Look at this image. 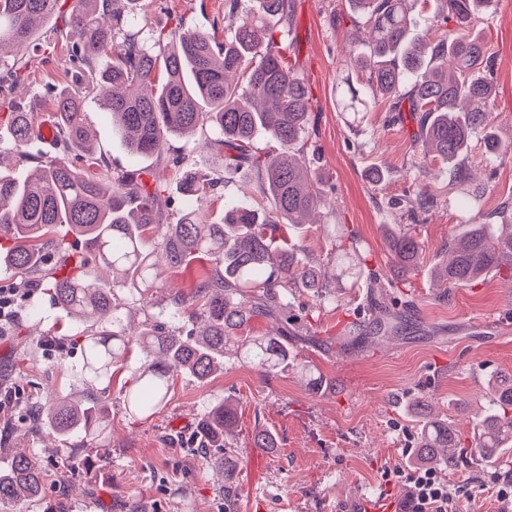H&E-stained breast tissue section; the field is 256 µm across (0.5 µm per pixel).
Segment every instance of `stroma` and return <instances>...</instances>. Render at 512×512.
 <instances>
[{
	"label": "stroma",
	"instance_id": "stroma-1",
	"mask_svg": "<svg viewBox=\"0 0 512 512\" xmlns=\"http://www.w3.org/2000/svg\"><path fill=\"white\" fill-rule=\"evenodd\" d=\"M224 2L134 0L131 16L148 47L154 35L170 30L180 18L221 40L231 35ZM293 3L286 56L313 103L304 150L319 189L331 202L320 223L306 225L300 239L314 265L330 276L337 272L329 258L332 243L354 245L367 275L357 280L336 276L335 301L321 305L311 292H297L296 305L312 310L313 339L289 341L294 365L288 371L266 376L227 353L223 370L206 381L175 378L164 408L145 421L129 417L122 402L125 384L147 361L142 351L132 350L111 379L86 391L76 378L82 362L79 349L62 351L44 343L30 350L25 303L17 301L14 318L0 324V399L10 400L0 409V469L22 448L40 461L48 476L42 499L16 504L14 512H128L133 503L139 512H223L221 481L184 437L199 417L227 397L238 406V423L224 438L236 465L235 512H336L343 498L359 490L404 489V482L388 481L387 474L415 465L419 424L409 411L414 400H428L468 440L474 411L467 401L482 399L489 378L512 377V286L495 272L460 288L444 287L432 277L434 268L448 258L449 239L469 223L473 212L495 214L512 205V150L489 163L482 139L473 138L461 163L473 170L474 181L452 182L449 170L432 165L420 176L434 197L433 206L402 205L421 155L416 122L395 112L386 98L372 100L368 111L356 117L336 105L341 88L358 90L363 85L365 73L353 65L360 18L346 0ZM473 32L495 55L497 110L492 125L506 143L512 141V0H495ZM73 75L64 45L46 50L15 96H0V138L9 135L14 98H32L49 85L64 87ZM84 121L111 170H151L163 177L170 197L166 223H178L193 205L217 222L225 201L264 204L251 172L220 174V158L205 147L214 136L210 126L197 130L194 139L174 137L168 145L170 155L184 156L185 167L224 178L222 190L193 203L179 194L175 171L165 160L126 150L99 97L86 99ZM375 167L385 172L378 183L371 179ZM398 224L423 243L420 263L403 287L410 301L409 327L389 342L354 346L343 328L349 313L367 311L370 274L384 281L394 278L385 230ZM201 269L195 262L185 272L164 270L148 295V309L130 307L131 323L141 324L148 313L168 307L172 290ZM305 365L323 377L322 390L306 388L300 373ZM92 393L105 407L109 437L81 449V465L65 482L53 469L52 439L32 431L26 410L47 397L83 402ZM262 429L275 435L277 448L254 447V434ZM440 472L459 495L460 512H512V506L496 499L499 480L512 477V448L503 449L491 463L470 453L457 468L444 466Z\"/></svg>",
	"mask_w": 512,
	"mask_h": 512
}]
</instances>
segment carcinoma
<instances>
[{
  "label": "carcinoma",
  "mask_w": 512,
  "mask_h": 512,
  "mask_svg": "<svg viewBox=\"0 0 512 512\" xmlns=\"http://www.w3.org/2000/svg\"><path fill=\"white\" fill-rule=\"evenodd\" d=\"M59 0H0V89L13 90L26 78L34 58H5V49L39 37L46 20L59 13L61 24L47 41H63L78 69L72 86L59 93L48 89L58 114L53 140L58 154L44 158L33 152L39 138L30 113L15 105L10 123L9 150L36 161L31 174L19 179L0 171V233L12 246L5 265L22 275L20 287L43 288L63 317L89 324L78 346L84 352L79 381L92 391L112 376L135 347L155 357L142 366L123 396L125 411L148 419L166 405L170 383L180 374L199 381L224 368V351L236 347L240 358L266 376L287 369L293 360L277 336H246L257 318L279 324L280 332L311 336L308 322L288 314L292 289L305 288L316 300L331 298L335 282L302 257V250L278 247L290 229L310 223L325 205L314 186L315 174L298 144L309 134L312 100L303 79L288 65L276 37L289 26L293 0H255L251 11L240 0H227L224 21L232 36H215L186 28L180 20L170 31L159 32L154 50L131 29L120 0H73L58 11ZM368 30L366 52L354 65L368 70L361 95H341L339 108L358 114L369 99L383 96L395 104L408 102L418 118L424 154L416 167L430 161L452 167L453 180H468L458 159L472 137L483 132L486 151L512 149L490 127L495 111V59L485 43L471 34L479 11L492 0H433L435 13L416 30L411 11L419 0H347ZM453 27H448V22ZM410 88H405V85ZM98 93L112 116L125 147L141 156H164L171 136H185L204 124L216 137L208 148L221 154L225 167L246 165L253 172L258 193L268 208L245 203L224 205L220 223H210L187 211L176 224L144 247L145 234L161 226L164 186L150 183L149 172H110L97 157L84 123L83 100ZM260 130L278 144L276 153H260L253 140ZM82 153L84 169L69 157ZM97 168L99 172H91ZM178 186L188 199L213 192L217 182L186 173ZM405 202L432 203L425 184L412 183ZM84 242V250L70 246L59 229ZM387 246L403 275L419 264L423 242L411 232L390 227ZM341 272L357 275L361 260L354 246L335 248ZM448 262L437 270L448 288L467 287L495 270L512 282V224L495 226L486 220L467 225L448 242ZM112 267V282L84 273L91 259ZM199 260L208 264L189 281L190 292H178L166 312L151 315L134 333L124 325L129 304L147 307L150 287L164 265L188 269ZM403 331L399 316L385 310L365 319L355 339H388ZM421 417L416 459L457 465L456 450L466 443L448 420L435 416L427 400L415 401ZM236 422L231 404L221 402L203 415L190 443L211 460L224 479V512H234L235 465L225 462L224 434ZM58 436V466L74 468L78 449L104 432L98 398L73 404L60 400L37 406L36 428ZM475 449L493 457L512 443V379L495 386L484 415L476 423ZM44 475L31 455H13L0 472V512H12L23 501L40 499Z\"/></svg>",
  "instance_id": "obj_1"
}]
</instances>
